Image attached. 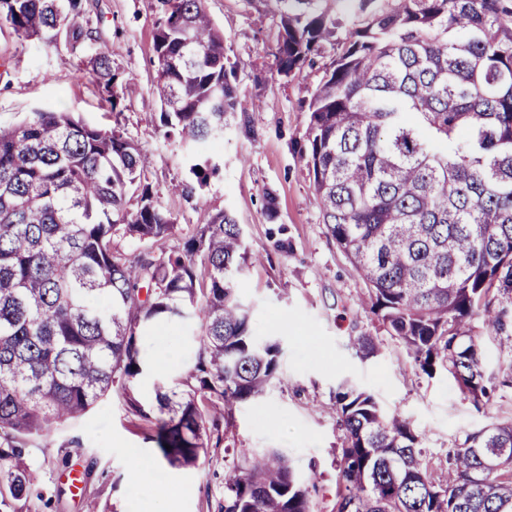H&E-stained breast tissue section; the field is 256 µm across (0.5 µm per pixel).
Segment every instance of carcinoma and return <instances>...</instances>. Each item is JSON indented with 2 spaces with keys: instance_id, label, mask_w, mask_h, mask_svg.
<instances>
[{
  "instance_id": "cac0c4a2",
  "label": "carcinoma",
  "mask_w": 512,
  "mask_h": 512,
  "mask_svg": "<svg viewBox=\"0 0 512 512\" xmlns=\"http://www.w3.org/2000/svg\"><path fill=\"white\" fill-rule=\"evenodd\" d=\"M279 18L275 68L294 79L329 45L307 101L304 156L323 221L368 285L367 305L416 368L448 371L474 404L488 397L473 322L507 328L512 293V0H249ZM154 93L163 135L188 150L196 184L218 170L198 146L229 120L251 132L239 69L204 0H164ZM78 0H0V24L49 45ZM105 89L112 59L91 61ZM149 155L120 128L38 112L0 129V512L42 496L28 448L120 388L154 422L170 465L208 455L224 409L278 380L279 347L252 334L236 295L249 261L226 212L182 251L114 252L115 236L158 244L175 227L149 181ZM196 321L198 354L177 389H137L142 341L160 317ZM356 354L375 356L371 336ZM346 441L333 512H512V420L448 450L437 481L410 419L342 383ZM505 453L500 469L487 466ZM221 512H312L309 487L278 452L240 449Z\"/></svg>"
}]
</instances>
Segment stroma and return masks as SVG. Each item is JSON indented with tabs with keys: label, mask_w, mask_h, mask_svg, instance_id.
Segmentation results:
<instances>
[{
	"label": "stroma",
	"mask_w": 512,
	"mask_h": 512,
	"mask_svg": "<svg viewBox=\"0 0 512 512\" xmlns=\"http://www.w3.org/2000/svg\"><path fill=\"white\" fill-rule=\"evenodd\" d=\"M205 6L224 32L229 55L247 64L237 94L252 109V131L232 125L222 141L206 146L223 165L193 197L174 190L192 176L180 143L163 136L161 105L152 93L157 0H80L50 45L19 39L0 25V127L44 110L71 113L100 129H123L152 154L153 190L179 225L165 250L183 249L197 225L216 213L232 214L255 256L237 294L250 310L255 335L280 348V382L234 405L220 422L219 447L191 469L170 466L152 438L153 424L131 413L122 392L113 391L32 448L27 462L38 470L44 496L27 499L22 512H87L93 501L100 512H219L225 467L237 448L283 453L299 480L315 486L314 512H331L345 441L334 395L344 381L371 393L382 409L409 416L436 479L448 448L487 424L512 419V353L497 333L474 328L490 390L489 400L476 406L447 371L418 372L402 342L359 307L367 286L323 223L299 153L308 120L303 101L331 52L286 81L273 67L276 16L246 0H205ZM74 30L84 33L83 43L71 41ZM100 51L119 76L114 106L90 73L88 60ZM268 191L277 199L272 215ZM197 332V324L179 320L154 327L143 341L148 369L139 380L142 391L184 374L198 352ZM359 336L382 339L379 354L356 355Z\"/></svg>",
	"instance_id": "35a3bbf8"
}]
</instances>
